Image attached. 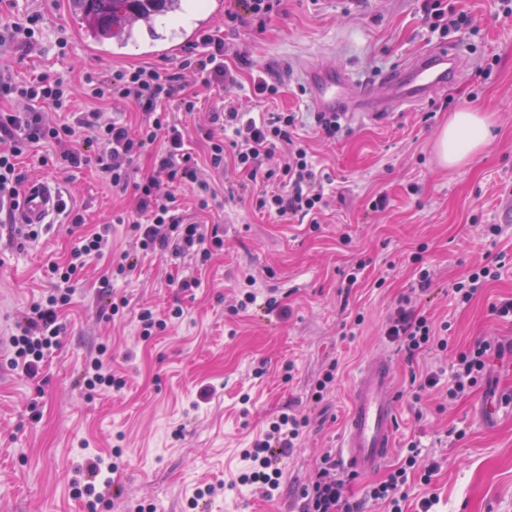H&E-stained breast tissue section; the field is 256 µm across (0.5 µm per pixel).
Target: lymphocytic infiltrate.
Here are the masks:
<instances>
[{
	"label": "lymphocytic infiltrate",
	"instance_id": "f902f5d3",
	"mask_svg": "<svg viewBox=\"0 0 512 512\" xmlns=\"http://www.w3.org/2000/svg\"><path fill=\"white\" fill-rule=\"evenodd\" d=\"M45 16L30 9L6 15L0 22V47L17 59L33 57L41 51ZM247 63L246 47L226 42L223 31L200 36L190 49L189 59L171 72L138 66L113 72L112 76L86 75L80 91L94 100V107L70 121L52 120V113L72 109L74 85L55 73H42L28 80L17 79L11 66L0 65V223L16 222L15 210L27 175L18 159L36 144L45 145L41 166L54 169L79 168L97 164L114 191L132 196L131 229L136 245L143 253L165 257L190 258L203 266L223 249L224 238L218 228L191 220L185 214L178 190L186 179H194L200 209H207L217 190L211 175L222 174L226 160L250 179L241 191L254 208L270 218L285 221L304 220L318 228L329 199L324 185L331 176L317 169L307 145L294 135L298 117L293 112H265L254 117L237 102L225 100L222 109L211 112L207 124L195 132L209 144V176L198 177L197 161L187 146L190 132L171 117L172 110L193 112L195 96L186 94V79L194 77L205 87L229 89L238 83L237 69L226 64V57ZM131 106L140 112L137 126L104 119L101 103ZM87 142L101 144L98 156L87 155ZM152 152L149 173L132 181L135 161ZM108 231L99 230L81 236L66 263H53L48 275L55 287L44 299L34 303L16 324L8 343L11 363L29 377H36L46 359L59 345L63 330L60 317L72 300L71 281L88 258L103 256ZM433 282L429 269L419 268L417 286L403 296L385 328L389 342L404 350L408 359L448 348V339L420 305L421 296ZM512 359V342L483 340L456 352L448 381L449 399H457L477 387L486 374L490 358ZM307 418L295 411L281 413L271 421L262 438L249 453L253 469L240 478L261 493L278 487L279 459L291 455ZM437 464H421L417 441H408L399 466L385 478L367 485L365 501L384 504L387 512H404L409 499L411 479L430 485ZM348 479L339 472L332 454H324L316 478L301 490V512H358V504L349 502Z\"/></svg>",
	"mask_w": 512,
	"mask_h": 512
}]
</instances>
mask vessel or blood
I'll return each instance as SVG.
<instances>
[{"mask_svg": "<svg viewBox=\"0 0 512 512\" xmlns=\"http://www.w3.org/2000/svg\"><path fill=\"white\" fill-rule=\"evenodd\" d=\"M465 64L456 48L441 46L423 51L413 65L390 77V97L385 101L364 99L358 110L367 116L381 115L391 107H403L427 99L438 88L446 87L449 76L463 74ZM308 94L317 111L340 112L346 104L342 81L323 67L304 71ZM61 198L49 184H30L21 200L18 221L42 224L61 209ZM397 419L396 392L392 363L379 354L355 377L351 405L345 419L339 455L346 474L365 476L376 471L393 445Z\"/></svg>", "mask_w": 512, "mask_h": 512, "instance_id": "vessel-or-blood-1", "label": "vessel or blood"}]
</instances>
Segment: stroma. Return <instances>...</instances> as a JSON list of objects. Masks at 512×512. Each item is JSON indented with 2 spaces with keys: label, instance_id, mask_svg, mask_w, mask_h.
I'll return each mask as SVG.
<instances>
[{
  "label": "stroma",
  "instance_id": "35a3bbf8",
  "mask_svg": "<svg viewBox=\"0 0 512 512\" xmlns=\"http://www.w3.org/2000/svg\"><path fill=\"white\" fill-rule=\"evenodd\" d=\"M209 14V0L169 15L155 32H141L123 49L98 57L72 16L70 0H20L21 8H44L41 56L17 61L15 75L42 72L68 75L82 85L85 74H110L150 65L166 72L180 58L153 57V40L182 44L191 30H223L227 42L251 51L241 66L240 85L229 95L247 109L299 113V134L307 140L318 168L332 178L325 192L330 206L317 231L281 223L230 196L226 188L242 176L227 171L213 218L224 231V249L203 270L199 288L181 292L170 285L176 270L191 273L190 260L148 256L114 286L104 278L108 259H90L73 280V302L62 315L60 345L29 378L9 363L8 338L31 305L51 292L47 264L67 259L83 230L112 226L114 253L133 250L126 225L117 221L127 198L113 194L97 165L50 170L35 146L20 159L31 180L51 183L69 208L79 210L83 228L66 213L52 216L37 239L17 245L0 229V512H87L75 497L88 460L100 459L96 486L112 495L97 512H137L152 505L159 512H190L197 490L220 484L216 512H298L299 490L316 473L325 451H337L351 384L357 369L381 352L393 360L398 390L396 465L411 438L421 457L440 469L430 486L410 484L407 512L420 496L434 494L433 512H512V364L492 366L471 394L449 400L447 382L420 402L408 395L411 374L449 369L454 350L495 336L512 340V321L498 319L493 304L512 298V222L503 211L512 202V17L499 0H454L469 14L474 34L431 32L422 0H282L266 31L231 25L225 11ZM64 29L72 50L61 58L53 46ZM459 43L466 49L463 77L449 80L419 104L373 119L345 116L344 135L323 139L314 106L297 76L300 67L326 60L337 76L358 85L379 86L401 65L412 64L430 45ZM265 77L278 88L274 98L257 102L253 79ZM201 109L221 107L223 89L189 86ZM464 108L483 112L494 127L492 141L467 163L449 167L436 153L438 134ZM388 197L373 212V195ZM487 224L502 227L496 246L482 235ZM501 257L498 278L480 288L467 306L456 304L452 288L487 255ZM364 270H356L357 262ZM431 270L434 281L422 307L448 323V351L407 361L383 336L400 297L416 285V268ZM358 282L348 296L339 290L348 273ZM256 301L236 313L244 293ZM126 298L111 314L112 297ZM275 309H267L268 301ZM183 315L169 319L173 307ZM151 308L168 327L150 342L139 335L137 313ZM362 324H354L355 315ZM107 346L122 389L85 390L79 383L91 355ZM338 362L339 379L323 402L310 394L329 363ZM214 391L201 400L202 387ZM37 403L38 421L29 418ZM308 416L293 454L280 460V486L271 497L238 483L251 465L245 451L269 418L288 404ZM121 458H113V448Z\"/></svg>",
  "mask_w": 512,
  "mask_h": 512
}]
</instances>
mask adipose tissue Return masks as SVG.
Returning <instances> with one entry per match:
<instances>
[{
    "mask_svg": "<svg viewBox=\"0 0 512 512\" xmlns=\"http://www.w3.org/2000/svg\"><path fill=\"white\" fill-rule=\"evenodd\" d=\"M490 136L487 120L478 111L464 109L455 112L439 134V155L448 165H461L486 146Z\"/></svg>",
    "mask_w": 512,
    "mask_h": 512,
    "instance_id": "obj_1",
    "label": "adipose tissue"
}]
</instances>
